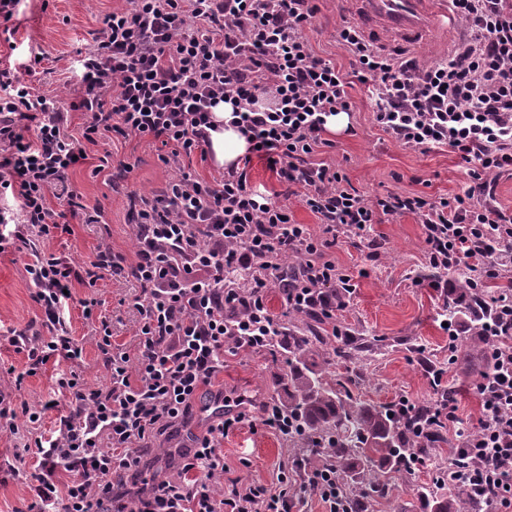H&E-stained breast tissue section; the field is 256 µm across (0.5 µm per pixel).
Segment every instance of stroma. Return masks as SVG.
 <instances>
[{
    "label": "stroma",
    "instance_id": "stroma-1",
    "mask_svg": "<svg viewBox=\"0 0 512 512\" xmlns=\"http://www.w3.org/2000/svg\"><path fill=\"white\" fill-rule=\"evenodd\" d=\"M127 0H20L17 7V31L13 36L0 32V63L19 64L31 52L46 56L43 69L26 76L35 93L69 105L80 88L69 67L77 52L93 49L105 15L125 7ZM318 11L306 37L313 52L332 60L344 74L350 75L352 58L336 38L348 12L341 0H316ZM351 103L353 133L337 131L332 139L335 149L326 155L346 175L349 182L370 197L393 193L454 195L462 192L468 177L459 158L449 151L422 153L396 143L375 123L370 94L365 85L352 80L347 88ZM86 158L68 174V184L87 207L101 212L97 224L71 219V233L41 241L40 250L66 258L71 264L88 265L102 244H110L127 257H134L136 242L127 223L128 194L151 195L173 175L159 161L163 148L149 138L107 135L97 143L83 142ZM130 170L121 192L112 189V167L118 162ZM379 243L377 257H368L364 248L349 239L338 238L331 255L337 266L354 275L356 291L348 306L337 315L338 322L357 340L375 336L387 338L383 353H367L351 374L359 383L362 399L392 403L408 398L416 405H428L440 398L424 367L459 355V364L451 366L447 381L459 386L457 415L464 424H475L480 416L477 386L489 352L472 336L460 337L456 350L448 348V331L441 324L443 298L429 288L432 274L424 252L422 227L411 216L388 218L375 225ZM28 255L18 252L0 254V390L11 392L19 413L15 431H0V512H24L31 498L30 474L35 461L22 457L26 443L34 437L50 436L58 425L56 413H47L39 424H30L27 411L39 409L53 396L58 372L65 362L49 359L36 374H27L25 353L16 352L9 338L11 330H38L42 313L32 297L25 265ZM94 294L99 314L112 324V341L128 353H135L138 314L132 301L138 296L135 284L109 275L98 280L94 290L74 285L73 298L66 311L67 329L73 338L83 341L84 356L76 370L92 387H104L109 373L95 344L97 324L85 319L79 304ZM287 360L281 351L253 353L238 350L225 356L224 371L214 387L226 396L244 397L251 406L280 397V374ZM23 374L15 384V374ZM409 482L398 484L391 496L375 502L373 512H420L412 485L435 477L444 465L438 452L428 449ZM224 461L232 475L272 486L279 471H286L294 488L298 512H322L318 498L305 484L304 469L314 460L305 449L283 440L265 429L243 428L224 439Z\"/></svg>",
    "mask_w": 512,
    "mask_h": 512
}]
</instances>
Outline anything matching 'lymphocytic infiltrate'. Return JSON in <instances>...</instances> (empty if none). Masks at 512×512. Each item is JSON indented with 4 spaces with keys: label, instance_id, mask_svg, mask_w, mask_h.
Returning a JSON list of instances; mask_svg holds the SVG:
<instances>
[{
    "label": "lymphocytic infiltrate",
    "instance_id": "f902f5d3",
    "mask_svg": "<svg viewBox=\"0 0 512 512\" xmlns=\"http://www.w3.org/2000/svg\"><path fill=\"white\" fill-rule=\"evenodd\" d=\"M450 9L467 36L425 68L373 48L355 25H341L337 37L355 77L371 88L385 133L405 148L447 149L465 162L471 184L451 197L372 199L317 160L333 145L325 137L328 117L351 107L345 75L304 34L317 11L313 0H131L104 17L94 48L73 60L81 93L66 108L22 80L35 73L37 58L20 69L0 67V194L11 193L17 204L16 214L0 210V224L12 227L0 235V253L28 250L25 271L44 327L31 337L13 334L11 344L26 352L33 371L54 356L79 362L84 345L69 336L64 318L73 284L94 287L107 271L141 290L133 303L136 355L113 344L108 321L98 328L108 386L92 388L73 370L57 378L59 396L44 408L60 409L59 425L30 450L27 512H291L287 478L270 487L228 476L224 465V439L243 427L287 435L279 402H263L255 413L240 403L224 410L193 437L170 480L140 484L133 450L187 420L203 387L223 372L226 345L261 351L287 335L267 304L270 289L292 311L332 318L346 308L354 277L328 255L339 237L373 251L370 230L382 217H416L437 272L431 286L443 294L459 269L495 280L512 268V215L491 204L493 175L512 167V0H450ZM222 102L231 104V125L248 147L211 182L186 172L184 161L207 158L212 110ZM72 110L91 115L81 140L94 143L107 132L149 137L177 172L151 195H130L134 258L106 245L78 268L37 248L71 231L57 221L49 188L84 223L100 218L67 185L85 156L67 132ZM256 157L280 183L299 188L322 235L296 223L276 194L253 189L248 169ZM477 391L481 417L458 448L470 463L455 479L492 512H512V346L493 348ZM307 485L323 512H352L331 458L308 471Z\"/></svg>",
    "mask_w": 512,
    "mask_h": 512
}]
</instances>
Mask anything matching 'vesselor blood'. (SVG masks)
<instances>
[{"mask_svg": "<svg viewBox=\"0 0 512 512\" xmlns=\"http://www.w3.org/2000/svg\"><path fill=\"white\" fill-rule=\"evenodd\" d=\"M359 9V28L373 41L383 37L409 47L431 33L454 36L460 32L448 0H361Z\"/></svg>", "mask_w": 512, "mask_h": 512, "instance_id": "b4317fda", "label": "vessel or blood"}]
</instances>
